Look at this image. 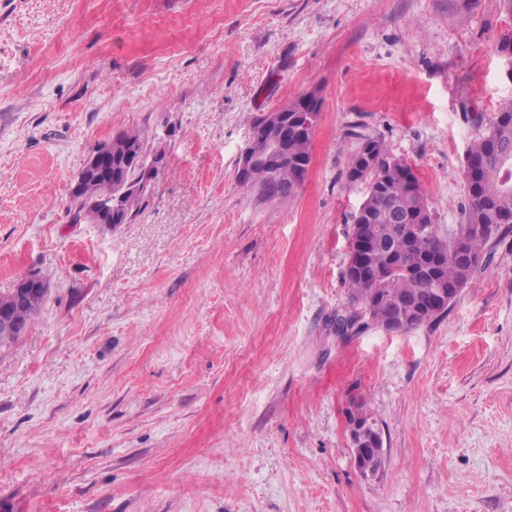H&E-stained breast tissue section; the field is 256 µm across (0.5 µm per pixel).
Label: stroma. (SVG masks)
<instances>
[{"mask_svg":"<svg viewBox=\"0 0 512 512\" xmlns=\"http://www.w3.org/2000/svg\"><path fill=\"white\" fill-rule=\"evenodd\" d=\"M510 31L503 0H0V294L48 285L0 347V512H512V232L439 320L334 331L352 154L382 140L461 223ZM311 91L309 176L266 200L237 178L253 120ZM130 130L139 214L75 223ZM115 140L130 141L142 146V140L137 131L120 133L116 135ZM115 140L101 144L89 155L80 173L75 194L80 191L81 183L90 175L112 174V154L123 155L125 169L127 164L132 161L131 169L138 171L135 187H130V184L126 183L125 174L120 176L118 172L113 175L114 195H112V179L107 176L85 183L80 192V196L84 199L97 201L112 198V200L89 203L75 218L76 223L124 224L125 210L122 204L124 196L131 191L143 196L150 187L148 168H144L141 161L143 151L137 145L117 143ZM33 279L24 284H17L16 288L12 291V296L18 300H25L26 302L40 301L47 293V286L45 282L34 279L32 276H27L21 280ZM20 280V281H21ZM371 425V422L366 418L365 420L357 419L352 423L351 440L354 450V458L356 465L359 468L360 460L371 447L375 445L374 439L366 437V429Z\"/></svg>","mask_w":512,"mask_h":512,"instance_id":"obj_1","label":"stroma"}]
</instances>
